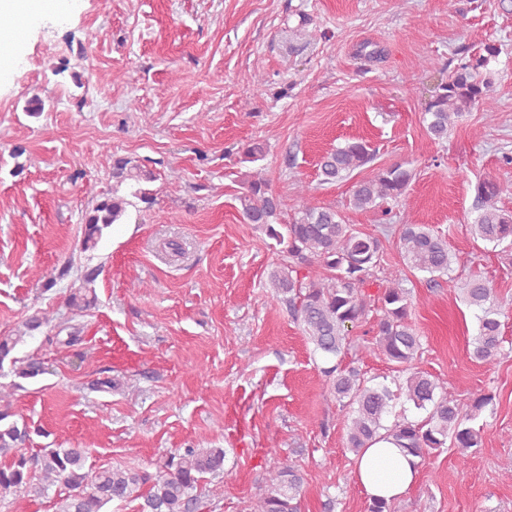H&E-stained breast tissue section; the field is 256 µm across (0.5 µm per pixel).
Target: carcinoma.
<instances>
[{
    "instance_id": "1",
    "label": "carcinoma",
    "mask_w": 512,
    "mask_h": 512,
    "mask_svg": "<svg viewBox=\"0 0 512 512\" xmlns=\"http://www.w3.org/2000/svg\"><path fill=\"white\" fill-rule=\"evenodd\" d=\"M498 50L484 46V53L473 54L458 64L448 80L440 83L429 101L424 121L435 140L448 138V126L455 117L473 109L492 118L494 94L490 79L481 75ZM242 160L254 163L264 159L265 147L259 142L239 148ZM375 150L363 141H352L322 156L320 182L333 184L369 164ZM112 191L101 193L84 217L82 249L97 247L104 230L122 223L127 208L138 200L152 207L155 193L147 184L156 180L153 171L127 157H112ZM413 179V171L395 164L356 183L351 205L359 210L384 209L398 202ZM499 185L484 181L475 189V217L470 224L473 236L492 247L512 250V212L497 206ZM239 213L248 224L262 229L266 237L282 247L284 263L270 272L275 288L273 299L288 306L300 323L308 343L323 363L320 371L327 390L342 407L349 409L347 448L359 453L380 436L391 438L408 453L422 459L430 451L451 445L466 462L472 448L482 447V428L472 425L492 402V397L475 399L468 408L439 392L440 381L412 370L421 350L420 337L409 323L410 292L403 278L395 273L388 286L375 294L367 286L381 265V242L372 234L360 232L346 223L334 206L303 204L287 222L281 220V201L269 180L258 172L237 197ZM398 247L410 268L429 274V282L448 276L464 301L475 310L477 333L470 356L490 362L498 354L501 316L505 304L489 282L472 275L458 283L450 276L451 257L447 238L425 224H403ZM93 290L80 285L70 289L67 303L77 311L95 304ZM380 315L372 326L369 349L384 355L397 370L408 373L405 385L392 391L383 384L370 385L354 367L342 366L350 347L351 328L367 319L372 307ZM24 337L0 336V378L13 375L34 379L43 373L42 362L34 355L18 357L15 350ZM18 387L0 383V498H41L54 486H62L56 512H105L112 502L139 501V512H201L203 498L221 494L217 479L224 474V449L185 448L156 470L110 467L94 469L86 465L82 448H44L26 456L22 448L31 438L30 429L9 420L8 398ZM405 396L418 409L427 411L421 421L397 420L390 427L382 424L392 401ZM304 478L293 463H284L269 472L256 487L251 512H301Z\"/></svg>"
}]
</instances>
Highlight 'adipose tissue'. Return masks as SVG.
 Returning a JSON list of instances; mask_svg holds the SVG:
<instances>
[{
	"label": "adipose tissue",
	"mask_w": 512,
	"mask_h": 512,
	"mask_svg": "<svg viewBox=\"0 0 512 512\" xmlns=\"http://www.w3.org/2000/svg\"><path fill=\"white\" fill-rule=\"evenodd\" d=\"M419 472V460L393 441L377 439L356 461V478L368 497L394 501L409 492Z\"/></svg>",
	"instance_id": "1"
}]
</instances>
